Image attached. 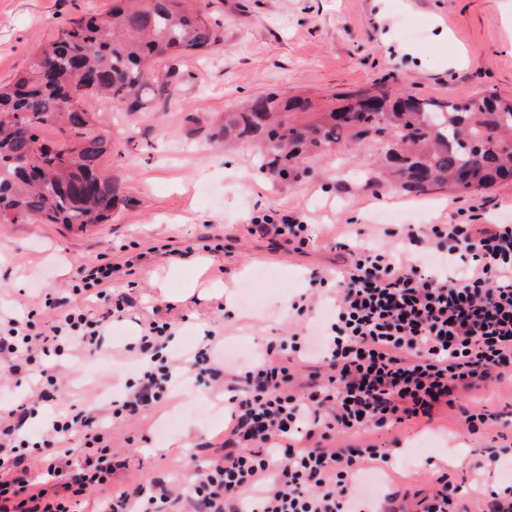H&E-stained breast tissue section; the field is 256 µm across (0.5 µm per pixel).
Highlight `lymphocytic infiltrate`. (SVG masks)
<instances>
[{"label":"lymphocytic infiltrate","mask_w":512,"mask_h":512,"mask_svg":"<svg viewBox=\"0 0 512 512\" xmlns=\"http://www.w3.org/2000/svg\"><path fill=\"white\" fill-rule=\"evenodd\" d=\"M252 230L295 248L313 238L295 216ZM415 252L398 261L391 249L349 250L335 289L317 276L288 306L305 318L301 331L267 346L263 359L241 365L229 399L223 454L196 468L182 491L192 512H353L356 476L367 463L392 465L389 449L355 437L412 418L432 419L460 397L512 375V224H407L394 233ZM115 268L102 259L82 267L70 295L45 293L54 312L36 329L34 310L0 317V368L38 376L34 399L0 405V512H74V503L111 486L116 466L107 430L95 416L58 412L44 358L101 347L120 307L90 308L111 287ZM173 320H145L130 353L147 359L112 417L141 414L165 400L176 380L215 379L217 339L181 355L166 351ZM320 365L304 393L291 392V362ZM53 412L28 431L43 407ZM87 453L69 460L73 442ZM42 481H29V462Z\"/></svg>","instance_id":"1"}]
</instances>
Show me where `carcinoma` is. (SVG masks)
<instances>
[{"mask_svg":"<svg viewBox=\"0 0 512 512\" xmlns=\"http://www.w3.org/2000/svg\"><path fill=\"white\" fill-rule=\"evenodd\" d=\"M221 41L198 0H112L39 46L29 69L0 88V224L108 223L127 198L100 170L112 140L95 128L85 99L127 112L164 110L178 77L156 65ZM309 109L301 97L260 95L224 113L218 135L257 145L260 170L284 182L305 172L307 156L366 139L379 145L367 173L385 172L409 193L485 192L512 182V103L494 92L454 100L383 85L349 93L311 120ZM49 125L62 141L41 137Z\"/></svg>","mask_w":512,"mask_h":512,"instance_id":"cac0c4a2","label":"carcinoma"}]
</instances>
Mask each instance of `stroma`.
<instances>
[{"label":"stroma","instance_id":"1","mask_svg":"<svg viewBox=\"0 0 512 512\" xmlns=\"http://www.w3.org/2000/svg\"><path fill=\"white\" fill-rule=\"evenodd\" d=\"M109 6L110 0H0V85L26 70L34 50L70 21ZM201 7L223 40L172 61L180 91L166 111L124 112L96 98L85 101L112 137L101 168L128 198L111 223L80 235L61 224L0 225L4 314L32 301L35 286L68 294L80 265L102 258L134 265L132 277L113 278L108 290L128 304L101 351L56 366L58 408L108 420L133 372L125 347L155 315L176 321L173 352L212 333L258 355L287 335L288 305L311 274H330L340 264L334 241L345 225H352L354 243L387 246L384 226L445 224L472 205L494 223L512 224V184L424 196L371 187L360 164L375 149L358 142L311 158L309 173L288 184L259 171L252 147L217 135L225 110L268 93L307 98L315 112L336 95L383 82L438 98L494 92L510 99L512 0H202ZM259 212L302 215L313 226L314 243L296 251L283 239L249 233ZM203 235L223 241V251L199 250ZM237 367L228 361L216 382H180L163 404L114 422L120 461L114 490L157 492L185 483L193 463L220 453L227 420L215 396L232 385ZM471 403L496 416L475 434L448 409L430 425L363 436V443L393 449L400 468L386 478L380 499H396L412 512L441 471L477 497L504 485L488 457L512 458V382L472 393ZM423 441L431 449L410 460L409 449ZM176 444L177 462L164 453Z\"/></svg>","mask_w":512,"mask_h":512}]
</instances>
